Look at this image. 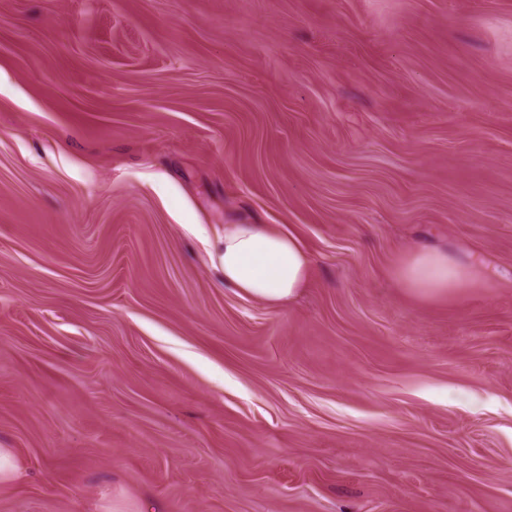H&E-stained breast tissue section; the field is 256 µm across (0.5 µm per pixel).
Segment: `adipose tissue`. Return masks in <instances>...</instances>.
Wrapping results in <instances>:
<instances>
[{"label":"adipose tissue","instance_id":"obj_1","mask_svg":"<svg viewBox=\"0 0 512 512\" xmlns=\"http://www.w3.org/2000/svg\"><path fill=\"white\" fill-rule=\"evenodd\" d=\"M221 264L225 287L271 305L292 300L307 286L312 270L300 238L277 224L225 225ZM393 273L402 288L426 299L486 286L472 265L425 247L402 255Z\"/></svg>","mask_w":512,"mask_h":512}]
</instances>
